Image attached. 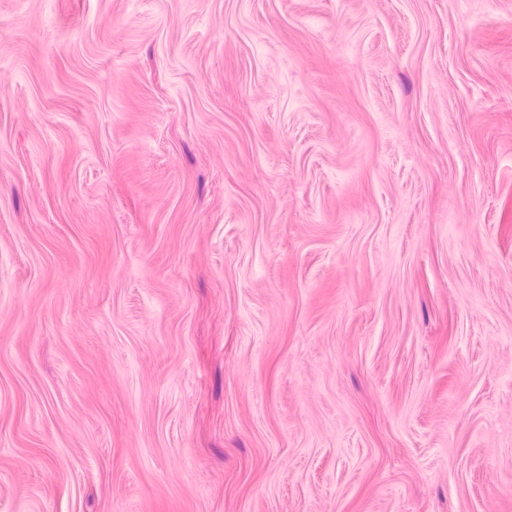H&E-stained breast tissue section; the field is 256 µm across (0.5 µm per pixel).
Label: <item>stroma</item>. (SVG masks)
<instances>
[{"mask_svg": "<svg viewBox=\"0 0 512 512\" xmlns=\"http://www.w3.org/2000/svg\"><path fill=\"white\" fill-rule=\"evenodd\" d=\"M0 512H512V0H0Z\"/></svg>", "mask_w": 512, "mask_h": 512, "instance_id": "stroma-1", "label": "stroma"}]
</instances>
